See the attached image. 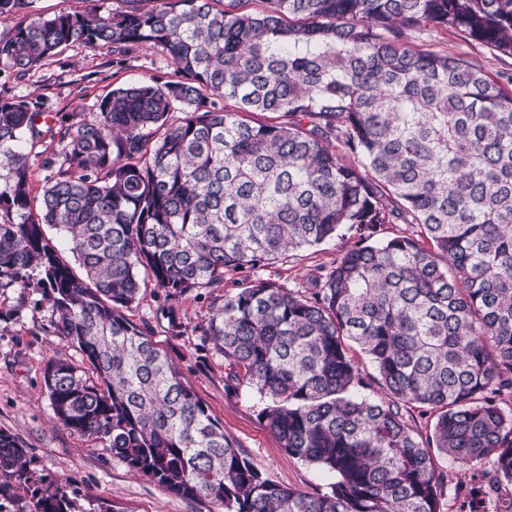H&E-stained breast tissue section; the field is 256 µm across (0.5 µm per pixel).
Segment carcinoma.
<instances>
[{"instance_id":"cac0c4a2","label":"carcinoma","mask_w":512,"mask_h":512,"mask_svg":"<svg viewBox=\"0 0 512 512\" xmlns=\"http://www.w3.org/2000/svg\"><path fill=\"white\" fill-rule=\"evenodd\" d=\"M122 2L45 18L0 0L19 17L4 69L143 45L177 76L116 88L57 131L37 219L25 144L39 113L0 99V290L40 294L88 364L47 363L57 422L222 512H444L438 454L470 474L456 512H512V89L410 40L452 29L512 59V0ZM382 224L414 231L378 238ZM342 228L357 241L312 291L244 281L193 328L268 400L261 420L288 455L334 478L285 488L124 310L150 284L167 301L209 293ZM407 404L434 416L427 438ZM0 476L30 512H78L2 429Z\"/></svg>"}]
</instances>
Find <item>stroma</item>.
Instances as JSON below:
<instances>
[{
  "instance_id": "stroma-1",
  "label": "stroma",
  "mask_w": 512,
  "mask_h": 512,
  "mask_svg": "<svg viewBox=\"0 0 512 512\" xmlns=\"http://www.w3.org/2000/svg\"><path fill=\"white\" fill-rule=\"evenodd\" d=\"M434 47L451 54H467L494 78L512 72V60H499L489 49L466 41L456 32L437 37ZM174 77V66L161 48L136 46L114 52L78 44L24 75L1 73L0 98L31 102L39 113L42 135L28 146L33 168L29 188L32 203H39L42 197L47 175L43 160L59 149L55 131L83 118L92 119L98 99L112 89ZM354 242V236L348 234L291 253L288 258L247 275L226 277L223 288L209 296L191 293L168 302L160 290L148 287L127 312L130 321L152 329L159 346L223 424L225 433L266 476L285 487L323 489L332 477L288 456L259 416L264 400L245 383L228 389L223 357L201 337L192 335L191 329L207 321L225 295L237 292L242 279L270 280L296 289L309 269L332 267ZM166 305L173 309L175 323L162 317L160 310ZM51 319V308L42 304L36 293L23 299L13 293L0 304V428L23 443L32 468L66 479L82 512H95L100 505L108 507L109 512H218L209 500L182 499L148 477L133 474L109 449L56 423L44 384V368L53 359L79 366L83 356L52 336Z\"/></svg>"
}]
</instances>
